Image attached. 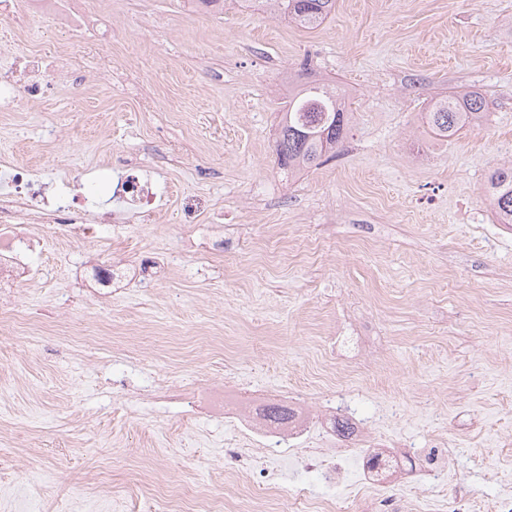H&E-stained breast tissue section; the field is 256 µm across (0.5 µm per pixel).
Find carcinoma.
I'll list each match as a JSON object with an SVG mask.
<instances>
[{
	"mask_svg": "<svg viewBox=\"0 0 512 512\" xmlns=\"http://www.w3.org/2000/svg\"><path fill=\"white\" fill-rule=\"evenodd\" d=\"M252 4L272 14H286L304 28L321 25L336 8V0H252ZM485 115L484 95L470 91L442 97L427 119L434 133L450 138L464 127L480 122ZM351 119L336 87L317 80H296L288 88V101L276 129L277 165L294 172L317 167L335 157L347 137ZM485 196L497 222L512 226L511 164L490 172ZM263 419L283 424L290 419V411L279 405L269 406L263 409Z\"/></svg>",
	"mask_w": 512,
	"mask_h": 512,
	"instance_id": "carcinoma-1",
	"label": "carcinoma"
}]
</instances>
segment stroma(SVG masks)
I'll return each instance as SVG.
<instances>
[{"mask_svg":"<svg viewBox=\"0 0 512 512\" xmlns=\"http://www.w3.org/2000/svg\"><path fill=\"white\" fill-rule=\"evenodd\" d=\"M86 11L70 67L111 78L0 112V168L35 165L46 182L64 171L106 203L121 152L167 197L128 229L29 252L42 271L22 285L33 317L0 326V444L22 452L0 464V512H154L134 485L144 473L259 512L258 472L224 454L231 426L193 404L195 386L228 372L262 394L335 397L355 423L388 401L391 433L416 448L452 430L458 481L494 496L488 473L512 454V229L484 183L512 161V0H336L313 29L244 0ZM63 39L0 19V43L20 51L48 56ZM304 63L346 89L353 126L335 159L290 176L275 130ZM469 90L486 121L433 133L434 103ZM116 253L126 277L89 293L86 266ZM368 348L378 368L346 372ZM270 464L285 491L346 494L288 451Z\"/></svg>","mask_w":512,"mask_h":512,"instance_id":"obj_1","label":"stroma"}]
</instances>
